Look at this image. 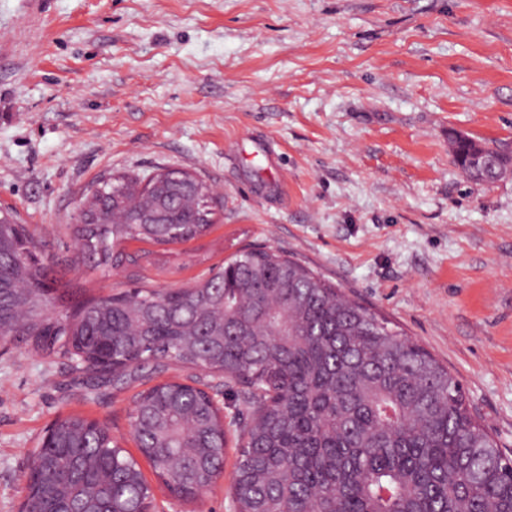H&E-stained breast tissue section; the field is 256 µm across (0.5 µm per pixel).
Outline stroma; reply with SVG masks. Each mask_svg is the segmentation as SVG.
<instances>
[{
	"label": "stroma",
	"mask_w": 512,
	"mask_h": 512,
	"mask_svg": "<svg viewBox=\"0 0 512 512\" xmlns=\"http://www.w3.org/2000/svg\"><path fill=\"white\" fill-rule=\"evenodd\" d=\"M462 134L512 150V0H0V205L37 234L59 287L101 296L134 269L87 267L92 187L176 168L219 194L176 245L128 241L150 285L242 251L293 257L424 346L512 451V177L469 180ZM89 397L70 359L0 347V512H18L46 426L80 414L128 451L133 397ZM236 462L199 501L230 512ZM452 157L454 163L467 174L468 178L478 184H490L496 179L492 168L476 171L471 168V147L468 142L453 137L451 139Z\"/></svg>",
	"instance_id": "obj_1"
}]
</instances>
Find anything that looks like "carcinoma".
Here are the masks:
<instances>
[{
	"label": "carcinoma",
	"instance_id": "1",
	"mask_svg": "<svg viewBox=\"0 0 512 512\" xmlns=\"http://www.w3.org/2000/svg\"><path fill=\"white\" fill-rule=\"evenodd\" d=\"M454 163L478 184L468 142ZM212 189L180 170L120 175L81 203L79 251L97 268L127 241L184 243L214 222ZM0 220V342L76 362L121 388L145 366L190 370L196 387L164 380L137 393L130 426L140 455L182 501L221 476L235 437L237 512H512V457L471 414L459 382L428 351L307 267L274 252L234 254L194 285L143 284L89 298L70 312L43 244L18 216ZM204 369L241 387L247 421L224 423L199 388ZM22 512L46 494L95 504L151 485L111 428L55 420L34 449Z\"/></svg>",
	"mask_w": 512,
	"mask_h": 512
}]
</instances>
